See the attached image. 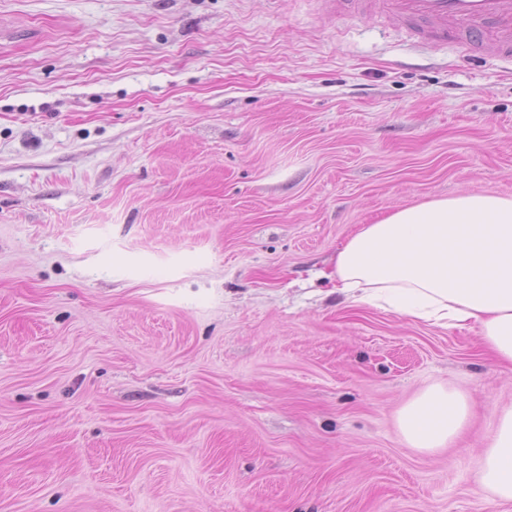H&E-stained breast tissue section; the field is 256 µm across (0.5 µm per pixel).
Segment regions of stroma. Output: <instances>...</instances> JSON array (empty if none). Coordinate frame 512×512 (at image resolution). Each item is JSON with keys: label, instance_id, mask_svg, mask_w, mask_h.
I'll return each mask as SVG.
<instances>
[{"label": "stroma", "instance_id": "1", "mask_svg": "<svg viewBox=\"0 0 512 512\" xmlns=\"http://www.w3.org/2000/svg\"><path fill=\"white\" fill-rule=\"evenodd\" d=\"M512 197V63L319 0H0V512H512L478 328L350 304L363 224ZM466 394L449 447L398 411ZM468 419V403L458 390L436 385L424 390L398 413L407 447L434 451L451 443ZM476 482L494 500L512 502V408L499 413L496 429L485 443Z\"/></svg>", "mask_w": 512, "mask_h": 512}]
</instances>
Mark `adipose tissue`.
I'll list each match as a JSON object with an SVG mask.
<instances>
[{"mask_svg": "<svg viewBox=\"0 0 512 512\" xmlns=\"http://www.w3.org/2000/svg\"><path fill=\"white\" fill-rule=\"evenodd\" d=\"M333 278L355 305L443 327L478 324L483 345L512 368V198L460 194L394 210L343 243ZM467 419L464 395L440 385L398 413L407 447L425 451L448 446ZM476 482L512 502V408L498 416Z\"/></svg>", "mask_w": 512, "mask_h": 512, "instance_id": "adipose-tissue-1", "label": "adipose tissue"}]
</instances>
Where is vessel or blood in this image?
Returning a JSON list of instances; mask_svg holds the SVG:
<instances>
[{
	"label": "vessel or blood",
	"mask_w": 512,
	"mask_h": 512,
	"mask_svg": "<svg viewBox=\"0 0 512 512\" xmlns=\"http://www.w3.org/2000/svg\"><path fill=\"white\" fill-rule=\"evenodd\" d=\"M334 15L383 16L417 27L423 38L482 46L512 57V0H333Z\"/></svg>",
	"instance_id": "obj_1"
}]
</instances>
